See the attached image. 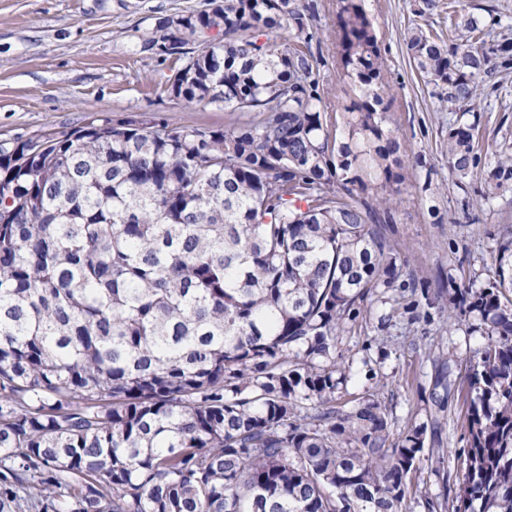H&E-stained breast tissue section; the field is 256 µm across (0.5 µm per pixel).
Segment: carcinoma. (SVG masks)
Wrapping results in <instances>:
<instances>
[{"mask_svg": "<svg viewBox=\"0 0 512 512\" xmlns=\"http://www.w3.org/2000/svg\"><path fill=\"white\" fill-rule=\"evenodd\" d=\"M367 2L331 3L338 95L311 49L315 0H207L140 52L174 42L169 95L236 122L0 141V512H402L440 421L396 432L374 396L337 397V336L396 275L377 223L411 185ZM448 8L407 50L465 115L512 39ZM478 148L477 123L449 126L458 179ZM509 175L512 157L486 197ZM494 269L456 293L486 339L465 368L455 512H512V240Z\"/></svg>", "mask_w": 512, "mask_h": 512, "instance_id": "cac0c4a2", "label": "carcinoma"}]
</instances>
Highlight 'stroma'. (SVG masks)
<instances>
[{
	"label": "stroma",
	"instance_id": "1",
	"mask_svg": "<svg viewBox=\"0 0 512 512\" xmlns=\"http://www.w3.org/2000/svg\"><path fill=\"white\" fill-rule=\"evenodd\" d=\"M480 16L491 35L512 34V0H459ZM206 0H0V140L46 130L73 129L89 118L146 115L182 126L234 121L235 113L211 105L177 104L165 90L174 67L140 54L142 39L158 19L200 10ZM312 50L321 74L335 84L330 38L336 22L329 0H318ZM421 13L422 0H377L376 27L383 36L395 101L402 166L413 181L385 236L401 252L390 287L372 289L346 321L337 340L348 382L344 399L373 394L385 403L396 429L424 421L433 409L435 361L454 372L484 340L475 319L452 316L449 296L473 279L484 284L501 241L512 238V179L485 198V178L498 158L512 157V69L486 79L475 103L480 151L473 175L458 179L448 168V126L442 110L410 65L409 28L448 14V0ZM458 389L440 412L438 450L428 453L418 490L403 512H453L444 485L458 480L457 456L465 445ZM434 510H427V501Z\"/></svg>",
	"mask_w": 512,
	"mask_h": 512
}]
</instances>
